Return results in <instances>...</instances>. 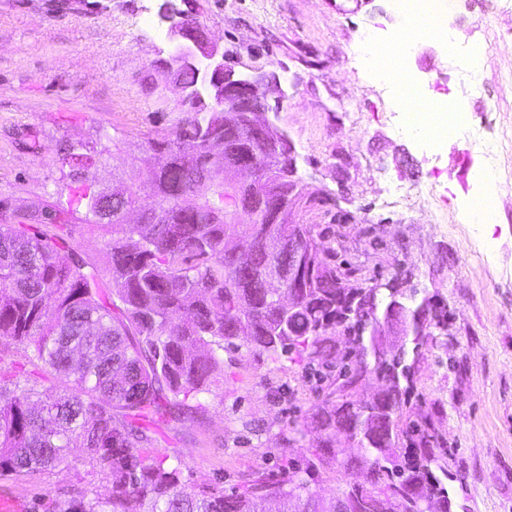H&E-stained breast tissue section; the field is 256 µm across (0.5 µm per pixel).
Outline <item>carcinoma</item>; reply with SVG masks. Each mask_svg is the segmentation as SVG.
<instances>
[{
    "label": "carcinoma",
    "mask_w": 512,
    "mask_h": 512,
    "mask_svg": "<svg viewBox=\"0 0 512 512\" xmlns=\"http://www.w3.org/2000/svg\"><path fill=\"white\" fill-rule=\"evenodd\" d=\"M180 81L187 91L182 117L145 134L146 175L137 185L97 197L93 171L71 167L66 174L77 192L73 211L84 209V223L110 231L104 267L64 261L59 250L66 244L34 229L56 223L55 210L0 222V341L68 379L60 393L44 398L36 379L0 360V475L54 469L68 463L69 449L81 448L111 484L108 497L55 499L48 512H268L271 497L277 512H321L320 498L295 468L240 492L207 485L189 494L180 488L178 466L150 450L153 439L139 417L166 416L179 400L211 392L224 375V342L237 339L273 363L295 356L317 383L332 388L312 415L330 436L304 472L335 459L334 439L350 432L361 437L362 455L339 468L370 463L373 491L398 496L403 512H449L448 490L429 471L437 441L430 419L400 426L413 378L401 370L385 374V337L362 336V361L336 347V326L355 329L351 305L359 295L368 301L365 289L339 286L351 270L336 266L324 232L302 224L318 249L296 254L308 287L292 289L296 306L284 308L278 289L269 287L265 236H286L288 225L269 223L265 212L235 210L224 192L229 168L242 155L259 154L257 168L283 185L288 158L254 142L224 140L225 104L203 93L194 70H182ZM109 141L103 134L66 144L62 166L92 152L104 157ZM138 207L147 220L126 223L125 212ZM243 214L250 223H239ZM241 234L253 251L245 268L227 251ZM434 318L430 308L410 317L414 340L427 344ZM371 374L387 395L364 413L353 396ZM334 395L340 405L329 410ZM404 443L418 449L411 460L401 457Z\"/></svg>",
    "instance_id": "obj_1"
}]
</instances>
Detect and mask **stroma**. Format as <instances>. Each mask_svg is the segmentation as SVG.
Here are the masks:
<instances>
[{
  "instance_id": "1",
  "label": "stroma",
  "mask_w": 512,
  "mask_h": 512,
  "mask_svg": "<svg viewBox=\"0 0 512 512\" xmlns=\"http://www.w3.org/2000/svg\"><path fill=\"white\" fill-rule=\"evenodd\" d=\"M437 20L463 47L480 50V79L498 90L497 111L449 81L444 47L425 40L409 63L425 89L414 107L448 93L466 108L477 142L497 145L501 193L512 195V0H454ZM159 0H0V203L39 213L63 183L61 141L118 134L96 170L110 187L138 181L142 135L172 126L180 94L163 77L142 81L167 48ZM196 16L223 45L228 67L274 73L268 104L294 145L302 195L293 224L326 229L325 241L370 285L410 272L452 319L434 331L415 364L413 414L428 416L446 446L434 475L449 473L455 512H512V202L493 211L492 227L471 224L465 209L482 189L477 150L451 138L440 151L408 136L394 114L402 103L369 67L372 49L403 22L396 0H196ZM410 188L402 199L388 184ZM305 363H274L246 348L224 352V378L197 407L145 419L155 452L177 460L186 491L215 484L244 489L287 476L288 466L320 445L310 417L320 398ZM68 468L0 477V500L23 512L60 493L108 495L82 449ZM324 464L309 477L330 498L366 482Z\"/></svg>"
}]
</instances>
